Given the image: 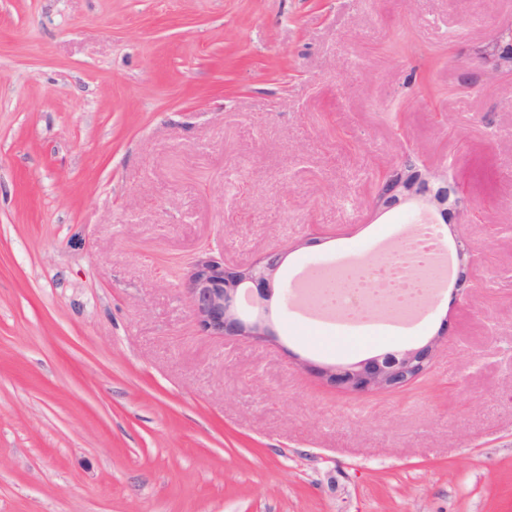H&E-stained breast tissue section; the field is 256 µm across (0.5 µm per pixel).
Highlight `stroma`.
<instances>
[{"label":"stroma","instance_id":"35a3bbf8","mask_svg":"<svg viewBox=\"0 0 512 512\" xmlns=\"http://www.w3.org/2000/svg\"><path fill=\"white\" fill-rule=\"evenodd\" d=\"M512 0H0V512H512ZM448 169L469 296L316 325L291 277L399 241ZM286 258L277 340L200 332V253ZM447 325L406 389L349 362ZM512 24L501 28L492 45V52L497 61V69L512 73ZM447 333L448 327L443 324L433 338L400 351L348 363L308 362L304 369L326 384L352 394L399 391L429 370Z\"/></svg>","mask_w":512,"mask_h":512}]
</instances>
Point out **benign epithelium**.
<instances>
[{
  "label": "benign epithelium",
  "instance_id": "benign-epithelium-1",
  "mask_svg": "<svg viewBox=\"0 0 512 512\" xmlns=\"http://www.w3.org/2000/svg\"><path fill=\"white\" fill-rule=\"evenodd\" d=\"M497 68L512 72V24L501 28L492 45ZM459 192L448 182L445 172L419 167L408 160L385 173L375 196V206L387 210L400 203L423 199L434 207L426 213L427 223H448V199ZM474 255L464 246L456 247V279L452 294H467L474 285L468 272ZM284 262V254L273 251L250 266L228 265L206 254L190 266L184 290L201 331L210 336L246 337L262 340L276 335L266 323L264 308L275 283V274ZM448 333L443 322L436 335L426 342L395 352H386L348 363L308 362L304 369L326 384L352 394L407 388L431 367L441 339Z\"/></svg>",
  "mask_w": 512,
  "mask_h": 512
}]
</instances>
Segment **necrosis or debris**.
Masks as SVG:
<instances>
[{
  "mask_svg": "<svg viewBox=\"0 0 512 512\" xmlns=\"http://www.w3.org/2000/svg\"><path fill=\"white\" fill-rule=\"evenodd\" d=\"M446 263L438 237L425 226L411 234L405 247L385 254L375 273L355 268L347 286L331 297L322 296L319 283L311 282L302 297L314 309L352 322L402 317L433 294Z\"/></svg>",
  "mask_w": 512,
  "mask_h": 512,
  "instance_id": "1",
  "label": "necrosis or debris"
}]
</instances>
